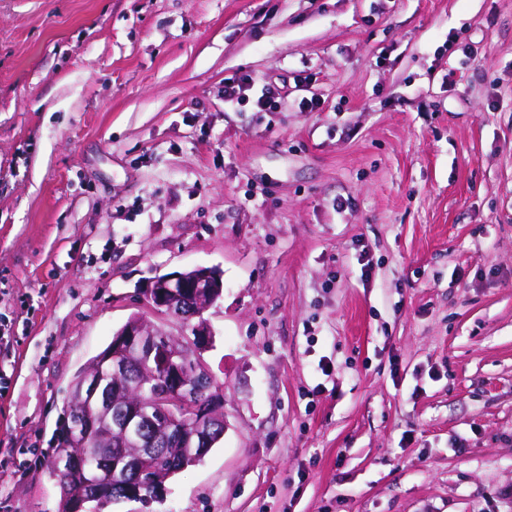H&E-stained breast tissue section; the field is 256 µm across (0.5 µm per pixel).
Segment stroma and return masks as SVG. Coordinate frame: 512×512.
<instances>
[{
    "instance_id": "stroma-1",
    "label": "stroma",
    "mask_w": 512,
    "mask_h": 512,
    "mask_svg": "<svg viewBox=\"0 0 512 512\" xmlns=\"http://www.w3.org/2000/svg\"><path fill=\"white\" fill-rule=\"evenodd\" d=\"M198 266L224 435L108 512H512V0H0V512ZM252 99L260 112H274L277 109L275 93L267 85L257 88L251 76L229 79L224 83V104H240Z\"/></svg>"
}]
</instances>
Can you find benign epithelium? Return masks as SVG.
<instances>
[{
  "label": "benign epithelium",
  "mask_w": 512,
  "mask_h": 512,
  "mask_svg": "<svg viewBox=\"0 0 512 512\" xmlns=\"http://www.w3.org/2000/svg\"><path fill=\"white\" fill-rule=\"evenodd\" d=\"M224 288L222 273L214 267H197L184 272L158 274L146 285L144 300L154 312L183 318L180 310L186 298L194 302L188 318H199L195 325L196 343L183 346L174 340H159L160 332L140 318L129 320L113 336L112 344L102 354L103 362L113 370L117 379L112 387L101 372H86L72 388L68 405V417L85 425L91 420L107 429L105 436L117 434L120 451L100 458L103 482L107 483L118 472L142 473L147 460L154 453V441L141 448L127 443L137 430L156 427L163 422L159 435L167 441L183 440L185 455L192 459L204 457L212 447L215 429L224 428L223 404L220 393H215L203 403L198 395L205 387L214 386V380L205 365L201 353L209 344L211 331L201 319L203 311L214 303ZM136 361L148 366L135 383H129L127 367ZM155 382L157 396L152 400L122 397L132 388L146 382ZM82 454L68 451L58 457L56 471H74L81 462Z\"/></svg>",
  "instance_id": "1"
}]
</instances>
